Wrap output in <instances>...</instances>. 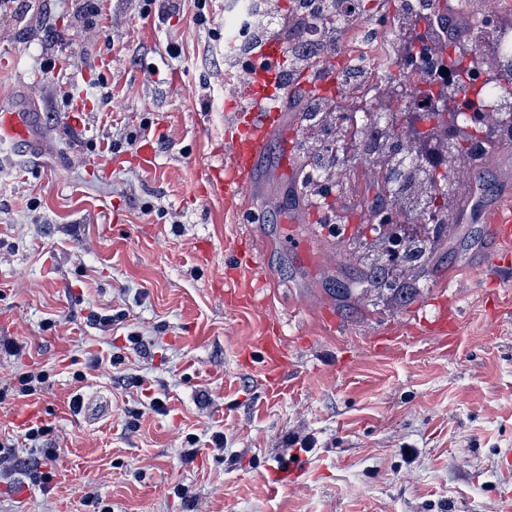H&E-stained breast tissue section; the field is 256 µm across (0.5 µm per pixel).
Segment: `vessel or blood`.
<instances>
[{"mask_svg": "<svg viewBox=\"0 0 512 512\" xmlns=\"http://www.w3.org/2000/svg\"><path fill=\"white\" fill-rule=\"evenodd\" d=\"M282 52L275 40H268L256 53L252 65L234 87L226 111L232 117L224 126L228 151L223 163L209 167V188L219 190L231 208L248 199L256 162L280 122V96L284 87L279 79ZM39 124L36 113L17 103L0 106V145L34 140ZM469 216L484 224L489 236L499 245L512 243V193L500 195L486 204L481 194L469 201ZM247 282L240 288H228L222 295L226 302L252 304L259 288L267 282L266 270L249 264ZM270 387H277L288 370L290 360L280 331L264 336L258 346Z\"/></svg>", "mask_w": 512, "mask_h": 512, "instance_id": "obj_1", "label": "vessel or blood"}]
</instances>
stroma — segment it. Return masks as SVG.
Listing matches in <instances>:
<instances>
[{"instance_id": "35a3bbf8", "label": "stroma", "mask_w": 512, "mask_h": 512, "mask_svg": "<svg viewBox=\"0 0 512 512\" xmlns=\"http://www.w3.org/2000/svg\"><path fill=\"white\" fill-rule=\"evenodd\" d=\"M225 3L207 0L201 23L168 0H103L92 23L81 0L0 12V102L42 112L27 154L0 147V442L51 476L44 494L1 483L0 512H502L512 246L456 224L415 304L337 300L332 287L372 261L359 245L371 236L367 195L355 181L320 206L302 189V149L318 138L302 92L281 114L292 170L276 136L244 210L201 192L198 173L225 153L235 59L258 41L226 37ZM82 93L88 111L71 113ZM148 136L150 172L130 143ZM464 168L495 198L512 188V142ZM297 239L319 243L312 264ZM229 250L268 271L257 305L217 294ZM440 301L456 308L451 345L414 317ZM273 325L293 360L274 391L260 354L242 360ZM26 372L46 376L29 396ZM28 404L50 429L34 446L11 421ZM296 455L299 485L274 490L277 466Z\"/></svg>"}]
</instances>
